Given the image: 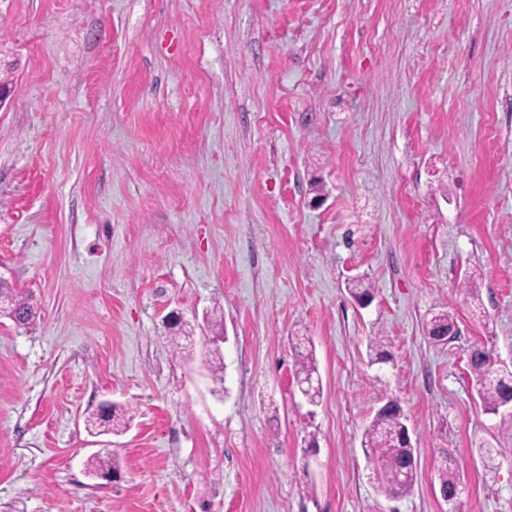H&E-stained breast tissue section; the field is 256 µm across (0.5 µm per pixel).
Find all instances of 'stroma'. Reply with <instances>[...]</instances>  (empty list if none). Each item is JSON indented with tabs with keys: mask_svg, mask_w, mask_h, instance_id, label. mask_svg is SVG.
<instances>
[{
	"mask_svg": "<svg viewBox=\"0 0 512 512\" xmlns=\"http://www.w3.org/2000/svg\"><path fill=\"white\" fill-rule=\"evenodd\" d=\"M0 79V279L40 311L0 314V512H448L446 458L459 512H512L467 368L512 369V0H0ZM386 395L397 499L362 447ZM105 401L126 432L86 430ZM398 401L388 399L385 407L377 410L364 433L363 447L378 471L379 487L386 496L397 498L408 494L417 479L412 468L413 448H405L400 437L406 426ZM391 405H397L391 411Z\"/></svg>",
	"mask_w": 512,
	"mask_h": 512,
	"instance_id": "35a3bbf8",
	"label": "stroma"
}]
</instances>
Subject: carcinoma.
<instances>
[{"instance_id": "1", "label": "carcinoma", "mask_w": 512, "mask_h": 512, "mask_svg": "<svg viewBox=\"0 0 512 512\" xmlns=\"http://www.w3.org/2000/svg\"><path fill=\"white\" fill-rule=\"evenodd\" d=\"M0 297L7 302L8 316L19 325L36 323L38 307L28 295L22 294L0 283ZM454 323L448 313L434 315L425 323L427 337L433 342L441 341L440 333ZM469 371L485 410L500 416V427L512 433V412L502 410L506 397H512V371L495 366L493 352L484 345L471 346L468 353ZM317 373L313 353L297 352L296 377H306ZM398 404L395 399L387 400L384 407L377 410L364 433L363 447L366 455L378 471L379 487L386 496L397 498L408 494L417 479V471L412 468L414 449L403 445L400 437L405 431V419L400 411L391 410ZM134 419V409L122 405H111L106 410H97L85 418L86 428L96 434H119L130 426ZM88 470L94 472H114L117 463L112 453L96 454L88 461ZM438 484L454 492L462 487L459 471L451 464H442L436 472Z\"/></svg>"}]
</instances>
